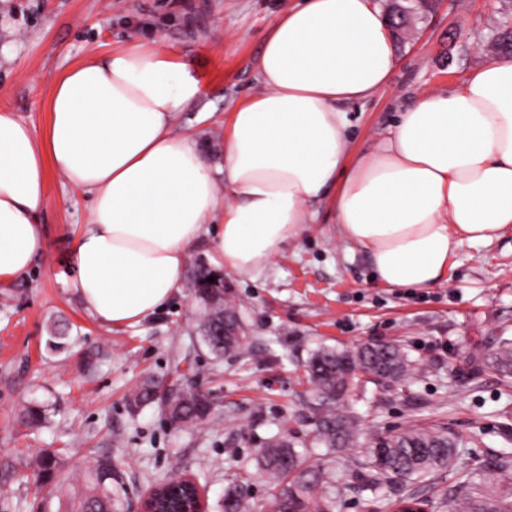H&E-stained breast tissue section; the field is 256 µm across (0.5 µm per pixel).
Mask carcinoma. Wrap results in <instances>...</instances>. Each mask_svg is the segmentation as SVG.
<instances>
[{"mask_svg": "<svg viewBox=\"0 0 512 512\" xmlns=\"http://www.w3.org/2000/svg\"><path fill=\"white\" fill-rule=\"evenodd\" d=\"M214 271L200 266L194 282V295L205 310L201 335L217 355L238 351L246 342L235 316L232 294L221 295L209 287L207 278ZM490 367L501 376V383L512 388V339L500 340ZM412 370L407 355L395 343H366L351 349H321L312 354L306 367L310 384L315 429L311 444L331 450L350 448L357 440L359 420L340 411V405L360 382L401 384ZM156 386L145 382L133 398L140 407L153 402ZM168 408L185 425L203 422L212 413L210 401L201 393L177 395ZM461 441L449 432L411 427L395 434L374 438L365 446L362 462L366 485L381 486L423 483L435 472L459 468L461 477L455 494L448 498V512H512V457L505 454L488 466L458 467ZM259 469L271 481L273 512H335L341 494L338 472L327 465L312 463L292 446L271 444L256 459ZM27 466L46 483L61 467L51 453H41ZM78 512H123L126 493L124 473L102 457L83 476ZM222 512H249L243 497L232 487L224 493Z\"/></svg>", "mask_w": 512, "mask_h": 512, "instance_id": "cac0c4a2", "label": "carcinoma"}]
</instances>
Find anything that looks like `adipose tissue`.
Listing matches in <instances>:
<instances>
[{"label":"adipose tissue","mask_w":512,"mask_h":512,"mask_svg":"<svg viewBox=\"0 0 512 512\" xmlns=\"http://www.w3.org/2000/svg\"><path fill=\"white\" fill-rule=\"evenodd\" d=\"M397 63L369 0H298L255 61L261 90L228 115L220 184L174 130L200 94L187 63L131 44L76 65L54 85L44 137L0 113V280L26 274L44 251L53 166L92 200L71 284L114 327L166 305L202 236L250 274L324 199L380 283L433 286L464 245L512 227V57L475 67L458 89L417 95L372 151L349 155L345 104L387 86Z\"/></svg>","instance_id":"obj_1"}]
</instances>
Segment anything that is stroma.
<instances>
[{"label": "stroma", "instance_id": "1", "mask_svg": "<svg viewBox=\"0 0 512 512\" xmlns=\"http://www.w3.org/2000/svg\"><path fill=\"white\" fill-rule=\"evenodd\" d=\"M294 2L0 0V112L43 134L54 82L66 70L132 42H155L188 63L201 86L176 131L189 135L212 166H223L224 122L259 91L254 61ZM508 16L512 0H439L417 17L413 35L393 43L399 65L387 87L346 104L350 151L372 150L417 92L457 87L491 61L487 43ZM89 216V195L50 169L40 219L45 251L26 275L0 282V457L16 467L0 512H75L73 489L99 457L124 470L127 512H140L151 486L176 474L196 481L208 512H217L233 483L249 502L268 504L271 485L256 467L257 454L272 441L299 451L308 442L314 418L305 366L321 347L394 341L414 366L401 389L363 383L345 401L362 438L424 423L459 435L471 465L512 454V391L482 365L503 329L512 330V231L488 245L464 246L434 287L394 288L375 279L369 257L340 237L322 209L278 256L246 276L226 269L200 240L161 311L112 327L83 309L65 278ZM202 264L231 283L248 336L242 350L220 358L198 331L192 284ZM55 324L66 328L60 350L49 346ZM149 377L206 394L210 419L176 426L161 403L131 408ZM30 405L45 411L39 427L21 421ZM41 451L66 462L45 488L26 466ZM362 459L354 447L337 460L336 512H381L361 480Z\"/></svg>", "mask_w": 512, "mask_h": 512}]
</instances>
